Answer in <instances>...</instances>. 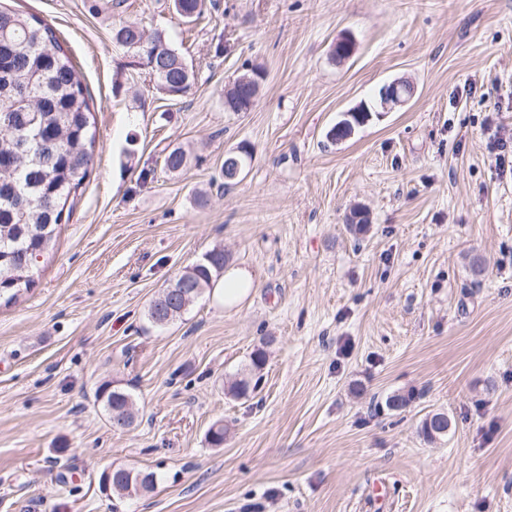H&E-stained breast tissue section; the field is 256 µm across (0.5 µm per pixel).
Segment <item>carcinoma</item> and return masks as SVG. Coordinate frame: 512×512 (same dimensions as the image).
Here are the masks:
<instances>
[{
	"label": "carcinoma",
	"instance_id": "carcinoma-1",
	"mask_svg": "<svg viewBox=\"0 0 512 512\" xmlns=\"http://www.w3.org/2000/svg\"><path fill=\"white\" fill-rule=\"evenodd\" d=\"M177 13L188 22L203 14L205 0H174ZM117 41L137 50L158 89L171 98L181 97L192 85L193 70L157 33L144 38L133 25L119 23ZM0 285L5 287V303L17 299L34 281L36 257L54 247L55 231L61 223L63 207L75 196L94 165L95 132L91 110L81 77L60 43L56 31L39 17L0 8ZM250 87L234 84L224 100L226 112H248ZM20 112L38 114L35 125L26 131L16 126ZM187 165L180 147L164 150L163 168L179 173ZM227 256L214 248L194 264L184 268L151 301L148 320L166 326L185 314L183 301L171 296V289L185 280L190 283L191 301H196L224 274ZM266 363L263 349L250 355V363L229 386L236 398L255 390L252 376ZM96 400L107 418L128 415L136 418L132 395L110 383L99 387ZM450 419L442 411L430 412L421 423L429 441L448 436ZM155 481L152 472L124 470L112 480V494L121 498L149 491Z\"/></svg>",
	"mask_w": 512,
	"mask_h": 512
}]
</instances>
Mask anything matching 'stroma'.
<instances>
[{"mask_svg": "<svg viewBox=\"0 0 512 512\" xmlns=\"http://www.w3.org/2000/svg\"><path fill=\"white\" fill-rule=\"evenodd\" d=\"M0 6L56 29L98 156L32 287L0 304V512H512V171L495 162L512 151V0H206L193 23L173 0ZM122 21L173 43L186 94L156 90ZM253 67L257 103L225 111ZM398 78L404 107L328 139ZM216 247L254 273L245 299L152 327L150 301ZM260 347L255 391L232 397ZM108 381L134 396L129 430L96 399ZM438 410L451 427L430 442ZM113 466L154 489L106 495ZM448 414L442 411L430 412L421 423V432L428 441L444 439L450 428Z\"/></svg>", "mask_w": 512, "mask_h": 512, "instance_id": "obj_1", "label": "stroma"}]
</instances>
